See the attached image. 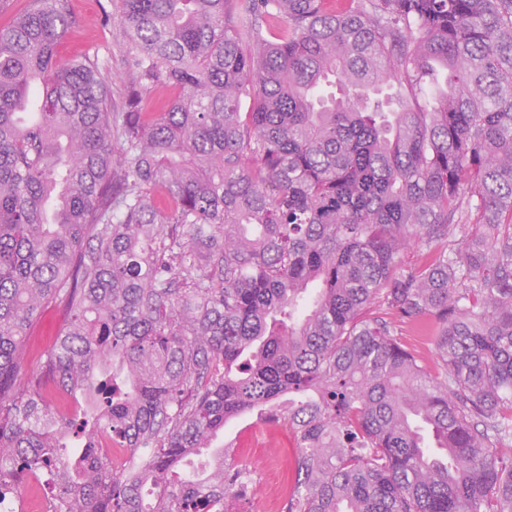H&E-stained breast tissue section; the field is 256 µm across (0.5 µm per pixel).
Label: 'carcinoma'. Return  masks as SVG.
<instances>
[{
  "instance_id": "1",
  "label": "carcinoma",
  "mask_w": 512,
  "mask_h": 512,
  "mask_svg": "<svg viewBox=\"0 0 512 512\" xmlns=\"http://www.w3.org/2000/svg\"><path fill=\"white\" fill-rule=\"evenodd\" d=\"M71 23L0 28V501L45 469L50 512H231L224 451L178 469L269 408L286 512H512V0H121L117 102ZM68 319L69 314L61 306L49 305L42 310L39 319L33 325L30 336H28L27 343L31 348V353L26 355L21 365V383L40 373V355L54 345L61 327ZM397 337L409 348L416 351L433 378L441 376L437 354L423 327L411 323L402 325L398 328Z\"/></svg>"
}]
</instances>
